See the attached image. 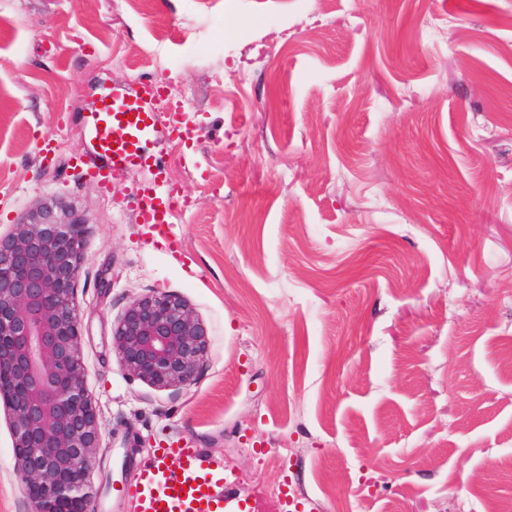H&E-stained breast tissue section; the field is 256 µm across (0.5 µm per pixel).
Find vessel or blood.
<instances>
[{"mask_svg":"<svg viewBox=\"0 0 512 512\" xmlns=\"http://www.w3.org/2000/svg\"><path fill=\"white\" fill-rule=\"evenodd\" d=\"M164 92L165 84L159 79L139 81L129 90L107 92L89 116L95 150L74 157L73 162L86 178L107 191L112 188L113 177L129 168L153 169L154 182L139 188L133 203L140 223L165 238L184 202L166 183L165 170L147 145L160 136L189 140L193 129L183 122L185 108L177 103L171 107L168 124H158L156 104ZM226 485L221 461L177 441L145 461L133 485H117L114 492L134 498L138 512H249L246 503L227 491Z\"/></svg>","mask_w":512,"mask_h":512,"instance_id":"obj_1","label":"vessel or blood"}]
</instances>
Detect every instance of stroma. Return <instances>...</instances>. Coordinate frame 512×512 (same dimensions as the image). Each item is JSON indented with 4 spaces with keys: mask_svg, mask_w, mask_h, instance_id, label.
<instances>
[{
    "mask_svg": "<svg viewBox=\"0 0 512 512\" xmlns=\"http://www.w3.org/2000/svg\"><path fill=\"white\" fill-rule=\"evenodd\" d=\"M188 94L195 144L157 139L187 202L176 247L36 155L88 154L103 88ZM0 235L37 201L87 219L76 282L100 429L98 512L181 439L251 512H487L512 502V0H0ZM168 292L208 332L194 381L130 377L112 327ZM0 512H30L0 407Z\"/></svg>",
    "mask_w": 512,
    "mask_h": 512,
    "instance_id": "stroma-1",
    "label": "stroma"
}]
</instances>
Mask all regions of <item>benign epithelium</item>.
Segmentation results:
<instances>
[{
    "instance_id": "obj_1",
    "label": "benign epithelium",
    "mask_w": 512,
    "mask_h": 512,
    "mask_svg": "<svg viewBox=\"0 0 512 512\" xmlns=\"http://www.w3.org/2000/svg\"><path fill=\"white\" fill-rule=\"evenodd\" d=\"M86 224L76 207L46 199L0 235V402L31 512H96L88 476L99 427L75 298ZM112 351L135 379L186 386L206 356L207 331L185 300L154 293L124 309Z\"/></svg>"
}]
</instances>
